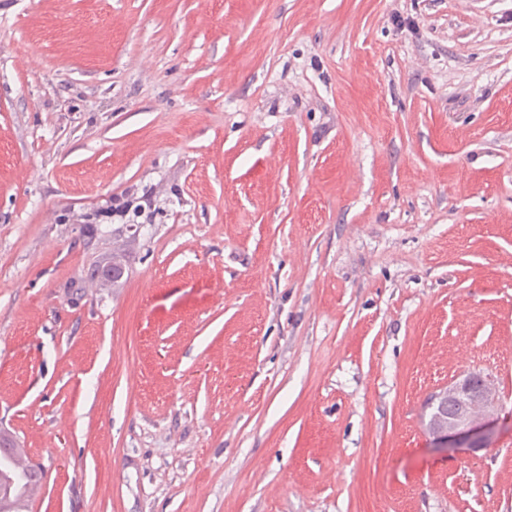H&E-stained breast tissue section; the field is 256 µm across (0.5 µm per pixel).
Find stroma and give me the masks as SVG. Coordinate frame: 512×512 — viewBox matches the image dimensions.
I'll return each mask as SVG.
<instances>
[{
	"instance_id": "1",
	"label": "stroma",
	"mask_w": 512,
	"mask_h": 512,
	"mask_svg": "<svg viewBox=\"0 0 512 512\" xmlns=\"http://www.w3.org/2000/svg\"><path fill=\"white\" fill-rule=\"evenodd\" d=\"M0 429L32 512H512V0H0ZM474 377L479 378L481 385L477 395L471 394L469 386L470 380ZM439 391V393L435 392L431 395L427 406H432L437 398L448 394V396H456L465 400L468 409L461 417L448 420V418L461 415L463 406L452 397L441 401L435 412L444 420H448V424L444 423L430 430L428 434L430 447L455 451L459 448L472 449L489 446L497 421V392L494 382L481 374L469 373Z\"/></svg>"
}]
</instances>
